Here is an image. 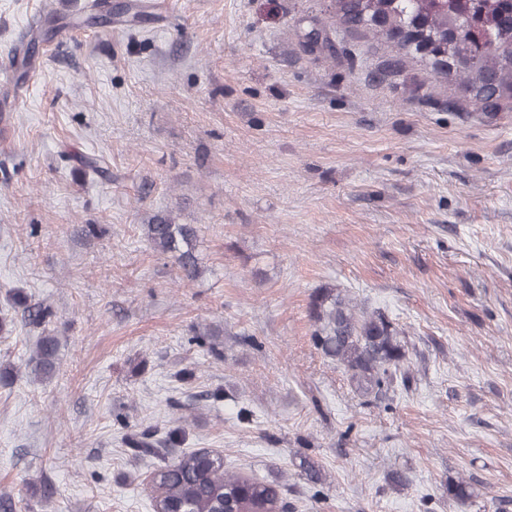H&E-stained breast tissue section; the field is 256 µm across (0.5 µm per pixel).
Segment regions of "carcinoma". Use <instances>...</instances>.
<instances>
[{
    "label": "carcinoma",
    "mask_w": 512,
    "mask_h": 512,
    "mask_svg": "<svg viewBox=\"0 0 512 512\" xmlns=\"http://www.w3.org/2000/svg\"><path fill=\"white\" fill-rule=\"evenodd\" d=\"M335 22L364 28L394 42L403 55L430 65L466 89L487 109L489 100L512 93V0H331ZM146 16L140 0H129L119 22L134 27ZM145 235L163 254L173 257L184 280L199 278L198 231L192 224L156 218ZM28 320L42 325L53 316L44 305L27 308ZM312 340L322 354L341 366L355 390L375 398L410 375L399 333L379 310L358 306L333 288L312 296ZM58 340L38 339L30 359L37 377L54 374ZM448 496L460 502L470 496L463 480L448 482ZM154 512H286L280 490L270 484L224 472V458L205 449L184 454L159 467L153 476Z\"/></svg>",
    "instance_id": "cac0c4a2"
}]
</instances>
